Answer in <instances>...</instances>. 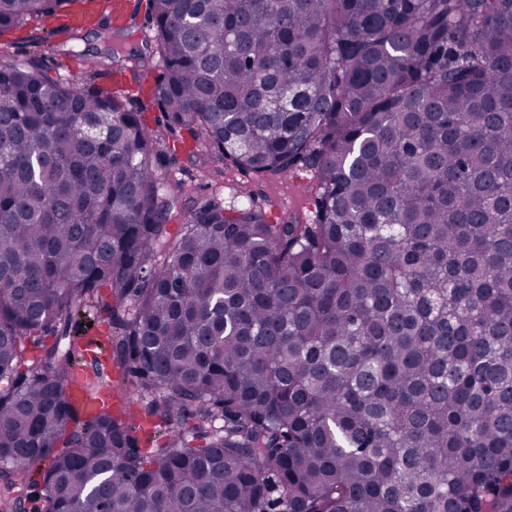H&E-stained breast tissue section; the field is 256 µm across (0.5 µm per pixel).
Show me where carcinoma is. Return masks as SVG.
Wrapping results in <instances>:
<instances>
[{
	"mask_svg": "<svg viewBox=\"0 0 512 512\" xmlns=\"http://www.w3.org/2000/svg\"><path fill=\"white\" fill-rule=\"evenodd\" d=\"M100 2L0 0V37L125 33L70 81L0 47V484L41 477L43 512H512V0H147L151 42ZM155 55L152 127L97 80ZM175 127L209 170H309L313 219L178 208Z\"/></svg>",
	"mask_w": 512,
	"mask_h": 512,
	"instance_id": "obj_1",
	"label": "carcinoma"
}]
</instances>
